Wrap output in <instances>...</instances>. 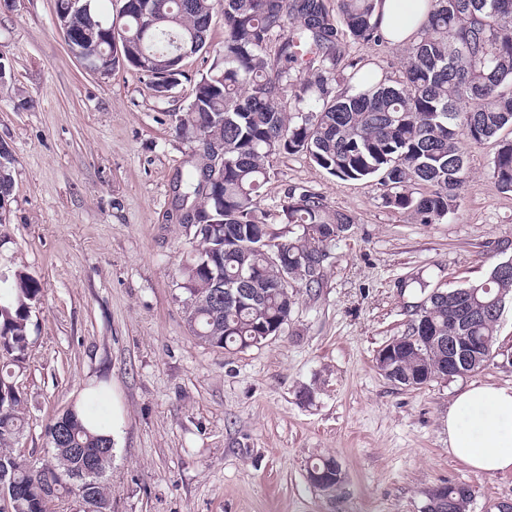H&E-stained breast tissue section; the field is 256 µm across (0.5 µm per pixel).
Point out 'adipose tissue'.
<instances>
[{
    "instance_id": "1",
    "label": "adipose tissue",
    "mask_w": 512,
    "mask_h": 512,
    "mask_svg": "<svg viewBox=\"0 0 512 512\" xmlns=\"http://www.w3.org/2000/svg\"><path fill=\"white\" fill-rule=\"evenodd\" d=\"M429 0H378L381 33L392 46L416 38ZM448 452L474 472H512V386L473 383L448 410Z\"/></svg>"
}]
</instances>
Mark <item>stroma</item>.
I'll return each instance as SVG.
<instances>
[{"label":"stroma","instance_id":"35a3bbf8","mask_svg":"<svg viewBox=\"0 0 512 512\" xmlns=\"http://www.w3.org/2000/svg\"><path fill=\"white\" fill-rule=\"evenodd\" d=\"M206 48L157 96L140 71L84 70L56 25L55 0L0 8V141L14 157L0 216V271L40 285L14 381L26 399L15 454L48 457L45 428L91 383L112 387V512H426L432 490L467 485L469 512L512 506V474L471 471L448 452V409L470 383L512 385V303L496 356L476 373L405 387L378 351L406 333L422 296L512 259V192L489 175L493 145L467 150L458 209L422 224L383 203L377 180L344 181L304 154L270 157L259 209L275 224L289 187L350 215L317 292L299 290L282 335L224 350L193 333L180 266L198 242L172 219L173 182L190 167L175 132L194 81L224 42L213 0ZM347 61L397 78L404 48L351 44ZM26 107H19V100ZM332 458L333 491L308 473Z\"/></svg>","mask_w":512,"mask_h":512}]
</instances>
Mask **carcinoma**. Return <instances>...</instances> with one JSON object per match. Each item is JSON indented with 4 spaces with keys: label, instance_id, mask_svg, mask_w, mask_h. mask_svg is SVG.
<instances>
[{
    "label": "carcinoma",
    "instance_id": "1",
    "mask_svg": "<svg viewBox=\"0 0 512 512\" xmlns=\"http://www.w3.org/2000/svg\"><path fill=\"white\" fill-rule=\"evenodd\" d=\"M336 9H331V3ZM212 0H121L117 15L92 0V18L69 16L59 24L70 51L97 63L112 56L111 71L133 67L155 92L185 77L181 56L208 44ZM117 34L120 53L91 31ZM382 40L376 0H224V45L220 58L191 90L175 129L192 149L193 164L178 175L181 199L194 207L197 254L219 258L224 287L214 288L206 269L190 259L180 269L188 322L201 341L224 350L244 349L279 335L288 324L297 289L320 287L329 251L348 232L352 219L333 212L325 199L304 187L288 189L273 231L282 242L288 269L307 262L305 275L282 282L268 251L256 248L268 159L303 153L342 180L376 179L386 206L414 214L424 224L442 220L458 207L466 180V149L494 143L490 175L512 192V0H432L395 84L365 77L355 64H342L347 43ZM338 80L343 88H333ZM204 134L224 154V184L202 183L214 155L198 147ZM10 151L0 155V192L12 190ZM254 273L243 300L232 301L241 272ZM488 301L512 299V273L494 265L486 279L427 297L426 328L408 335H448L449 307L471 294ZM36 281L21 272L0 289V495L13 512H56L74 498L82 512H111L104 477L112 440L89 432L70 408L47 428L51 457L33 465L10 451L24 428L25 398L12 380V367L28 347ZM473 332L495 345L497 318L475 308ZM398 373L444 378L442 351L434 347L401 355ZM454 512L470 501L455 484L445 486Z\"/></svg>",
    "mask_w": 512,
    "mask_h": 512
}]
</instances>
